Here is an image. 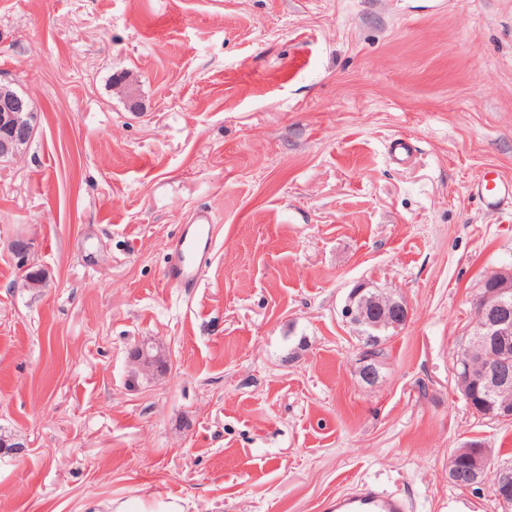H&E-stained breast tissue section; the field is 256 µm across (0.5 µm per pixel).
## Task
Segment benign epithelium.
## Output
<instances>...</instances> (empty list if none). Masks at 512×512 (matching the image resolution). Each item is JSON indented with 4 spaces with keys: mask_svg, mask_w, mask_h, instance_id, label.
<instances>
[{
    "mask_svg": "<svg viewBox=\"0 0 512 512\" xmlns=\"http://www.w3.org/2000/svg\"><path fill=\"white\" fill-rule=\"evenodd\" d=\"M34 115L35 104L29 97L0 84V157L16 159L21 155L37 131ZM369 288L371 285L361 282L352 289L344 316L367 336L404 327L410 319L407 303L390 291L371 292ZM474 311L471 342L457 361L458 383L467 402L481 390L491 404L492 418L512 422V275H485ZM130 357L142 371H157L167 363L166 352L149 341L138 343ZM358 374L368 382L379 377V366L371 355L359 358ZM492 460L487 448H460L449 458L448 478L460 487L472 488ZM498 475V500L505 505L512 494V467L500 468Z\"/></svg>",
    "mask_w": 512,
    "mask_h": 512,
    "instance_id": "1",
    "label": "benign epithelium"
}]
</instances>
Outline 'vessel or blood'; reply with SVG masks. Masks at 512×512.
I'll use <instances>...</instances> for the list:
<instances>
[{
    "mask_svg": "<svg viewBox=\"0 0 512 512\" xmlns=\"http://www.w3.org/2000/svg\"><path fill=\"white\" fill-rule=\"evenodd\" d=\"M474 194L485 209L498 210L512 201V182L482 180L475 185ZM214 245L215 226L209 212L196 211L169 246L171 258L164 270L166 281L185 291L196 288L203 275V259ZM326 509L327 512H411L406 497L384 492L365 481L336 493Z\"/></svg>",
    "mask_w": 512,
    "mask_h": 512,
    "instance_id": "b4317fda",
    "label": "vessel or blood"
}]
</instances>
